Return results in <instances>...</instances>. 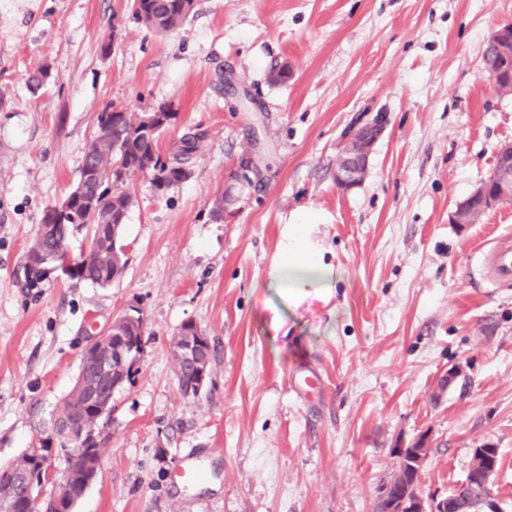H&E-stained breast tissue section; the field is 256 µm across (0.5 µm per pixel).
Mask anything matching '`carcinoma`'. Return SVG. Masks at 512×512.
<instances>
[{
    "label": "carcinoma",
    "mask_w": 512,
    "mask_h": 512,
    "mask_svg": "<svg viewBox=\"0 0 512 512\" xmlns=\"http://www.w3.org/2000/svg\"><path fill=\"white\" fill-rule=\"evenodd\" d=\"M133 17L159 33L178 28L196 12L198 0H130ZM484 65L503 70L500 87L512 93V24L502 26L493 44L486 45ZM176 114L166 106L150 112H110L97 117V129L85 152L75 187L59 203L46 209L42 223L51 226L39 230L22 264L30 282L44 279V268H55L71 279L107 287L124 272L127 264L122 226L131 206L126 192L128 180L138 173L151 176L154 188L163 192L188 178L189 163L198 151L201 134L184 133L168 156L158 151L161 135L172 125ZM87 230L90 244L87 254L71 258L67 245L74 233ZM114 334L124 337L128 349L127 364L113 360L109 365L110 387L122 386L129 378L134 360L143 349V320L123 316L113 323ZM101 374L96 360L89 359L81 389L69 393L61 402L54 421L55 433L64 435L63 425L74 417H87L89 429L81 438L82 453L69 455L67 471L74 479L88 472V464L100 459L106 437L105 419L112 412V395L100 399ZM421 444L415 443L398 453L394 477L380 490L377 512H394L392 505L407 495L418 499L421 492V466L418 463ZM31 476L38 472L35 457L22 456L8 470L0 469V501L8 495L23 471ZM490 486L479 479H468L450 492L456 503L455 512H479L489 496Z\"/></svg>",
    "instance_id": "carcinoma-1"
}]
</instances>
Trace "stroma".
I'll return each instance as SVG.
<instances>
[{"label": "stroma", "instance_id": "35a3bbf8", "mask_svg": "<svg viewBox=\"0 0 512 512\" xmlns=\"http://www.w3.org/2000/svg\"><path fill=\"white\" fill-rule=\"evenodd\" d=\"M506 23L512 0H199L161 35L128 0H0V465L47 439L64 472L73 443L51 420L89 340L137 313L143 350L74 512H376L395 449L420 440L423 497L495 448L490 499L512 512V285L487 263L512 237V200L454 221L512 143V95L483 63ZM161 104L177 114L161 153L187 130L202 139L179 185L129 182L122 277L27 285L24 256L98 114ZM379 113L364 182L338 189L344 136ZM249 149L262 183L213 217ZM290 224L308 225L329 287L273 286ZM187 323L213 346L192 398L171 351ZM193 448L209 452L205 478L185 491L168 474Z\"/></svg>", "mask_w": 512, "mask_h": 512}]
</instances>
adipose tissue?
<instances>
[{"label": "adipose tissue", "instance_id": "obj_1", "mask_svg": "<svg viewBox=\"0 0 512 512\" xmlns=\"http://www.w3.org/2000/svg\"><path fill=\"white\" fill-rule=\"evenodd\" d=\"M303 224L289 225L273 262L277 282L285 287L324 284L332 277L331 269L311 252Z\"/></svg>", "mask_w": 512, "mask_h": 512}]
</instances>
